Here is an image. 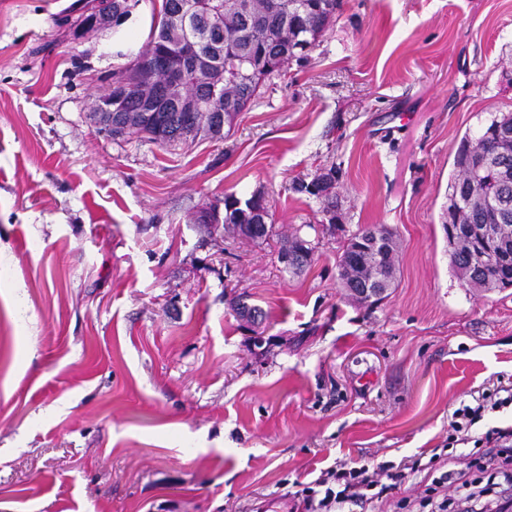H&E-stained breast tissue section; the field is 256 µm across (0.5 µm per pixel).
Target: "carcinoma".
<instances>
[{
  "mask_svg": "<svg viewBox=\"0 0 512 512\" xmlns=\"http://www.w3.org/2000/svg\"><path fill=\"white\" fill-rule=\"evenodd\" d=\"M188 0H163L165 18L151 30L150 37L131 63L112 70V97L122 100V110L112 112V127L102 125L94 118L99 130L114 138L135 131L161 147L185 146L198 136L224 138V127H233L240 112L246 110L270 76L280 72L293 58L305 57L323 32L336 20L340 0H212L223 9L224 23L213 17L201 20L208 31L206 53L224 73V95H232L233 111H224L219 119L215 112H169L166 125L158 130L145 120V111L154 105L143 99L142 86L147 72L146 60L155 55L172 52L171 65L183 64L180 33L167 18ZM93 6L89 0L81 6L77 16L64 14L57 18L61 26L76 30L81 18ZM512 169V114L491 121L474 135L464 136L454 157L455 174L450 183V206L455 224H483L488 212L483 207L487 190H502L512 200V179L501 183V167ZM336 172L319 174L311 180H299L294 191L315 197L330 214L328 224H336ZM256 209H267L265 198L254 193L241 198L234 193L224 194L222 203H213L196 212L195 223L203 227L211 238L238 236L253 241L265 240L276 234L272 220L261 224ZM374 227L366 225L348 239L338 263L341 286L353 296L376 278L379 270L396 276L397 247L385 251L356 249V240L372 234ZM453 269H463L468 285L484 290L512 287V267L497 266L490 258L481 257L469 243L460 241L448 252Z\"/></svg>",
  "mask_w": 512,
  "mask_h": 512,
  "instance_id": "cac0c4a2",
  "label": "carcinoma"
}]
</instances>
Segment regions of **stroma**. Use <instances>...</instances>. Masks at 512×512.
<instances>
[{
  "instance_id": "1",
  "label": "stroma",
  "mask_w": 512,
  "mask_h": 512,
  "mask_svg": "<svg viewBox=\"0 0 512 512\" xmlns=\"http://www.w3.org/2000/svg\"><path fill=\"white\" fill-rule=\"evenodd\" d=\"M80 3L0 0V512H302L336 462L429 461L512 383V288L460 281L442 227L463 135L512 113V0H340L228 137L168 149L91 119L162 0L76 37ZM331 169L329 227L292 184ZM230 192L277 236L203 239L194 207ZM364 225L398 243L375 305L337 279ZM504 393L505 396H502ZM475 405L462 404L455 409L451 416L450 426L456 435L453 442H461V444L468 443L472 437L469 436V431L472 426L483 419L486 413L499 412L500 409L511 406L512 408V386L500 387L492 394L484 395L482 398L475 399Z\"/></svg>"
}]
</instances>
